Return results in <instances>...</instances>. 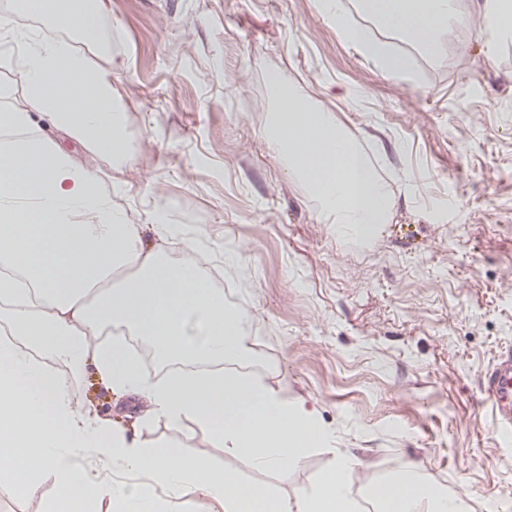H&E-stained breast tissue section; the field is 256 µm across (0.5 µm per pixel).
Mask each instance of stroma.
Returning a JSON list of instances; mask_svg holds the SVG:
<instances>
[{
	"instance_id": "obj_1",
	"label": "stroma",
	"mask_w": 512,
	"mask_h": 512,
	"mask_svg": "<svg viewBox=\"0 0 512 512\" xmlns=\"http://www.w3.org/2000/svg\"><path fill=\"white\" fill-rule=\"evenodd\" d=\"M102 44L84 47L126 107L130 159L89 154L46 120L70 160L95 169L114 208L164 247L230 285L253 357L239 372L317 412L325 444L282 474L226 455L185 422L143 426L94 374L70 395L146 445L203 453L216 467L311 492L338 456L367 487L419 467L464 512H512V446L502 445L480 380L512 349V41L486 52V0H461L451 47L390 76L337 29L319 0H105ZM336 114L392 189L371 243L338 236L286 171L263 129L278 105L269 73Z\"/></svg>"
}]
</instances>
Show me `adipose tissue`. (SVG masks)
<instances>
[{
  "instance_id": "adipose-tissue-1",
  "label": "adipose tissue",
  "mask_w": 512,
  "mask_h": 512,
  "mask_svg": "<svg viewBox=\"0 0 512 512\" xmlns=\"http://www.w3.org/2000/svg\"><path fill=\"white\" fill-rule=\"evenodd\" d=\"M85 43L99 41L103 0H18ZM376 27L413 48L435 54L448 24L461 21L454 0H358ZM342 32L388 74L407 71L410 54ZM0 51L12 53L25 92L21 108H0V493L36 495L52 479L48 512H159L153 489L201 495L223 512H354L348 478L355 464L342 456L322 472L312 492L277 498L231 471L216 470L187 448L176 455L143 447L124 430L73 412L62 363L93 368L111 390L139 399L142 421H191L226 454L260 470L285 471L326 438L313 410L282 400L269 387L221 373H180L149 379L123 342H102L108 327L144 338L161 363H243L252 348L240 314L225 306L192 262L170 261L163 246L175 227L157 226L145 243L102 192L97 173L72 163L60 146L30 135L34 114L47 116L91 153L127 160L121 103L106 72L90 65L65 39L35 37L0 16ZM272 150L321 203L320 216L337 234L376 238L393 205L389 185L337 122L335 113L295 94L280 98L266 128ZM319 169L323 180L311 172ZM200 333L190 335V323ZM44 363L33 361V354ZM106 470H99V462ZM379 512H462L461 502L419 482L414 467L370 487Z\"/></svg>"
}]
</instances>
